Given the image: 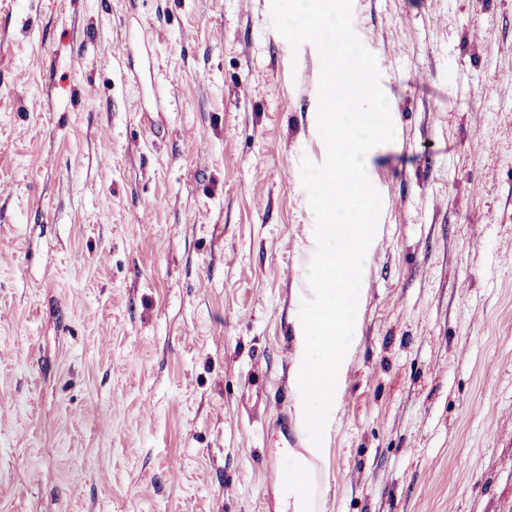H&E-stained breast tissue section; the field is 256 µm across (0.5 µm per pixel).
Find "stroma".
<instances>
[{"label":"stroma","instance_id":"stroma-1","mask_svg":"<svg viewBox=\"0 0 512 512\" xmlns=\"http://www.w3.org/2000/svg\"><path fill=\"white\" fill-rule=\"evenodd\" d=\"M270 8L0 0V512H282L326 147ZM352 25L395 139L321 512H512V0Z\"/></svg>","mask_w":512,"mask_h":512}]
</instances>
